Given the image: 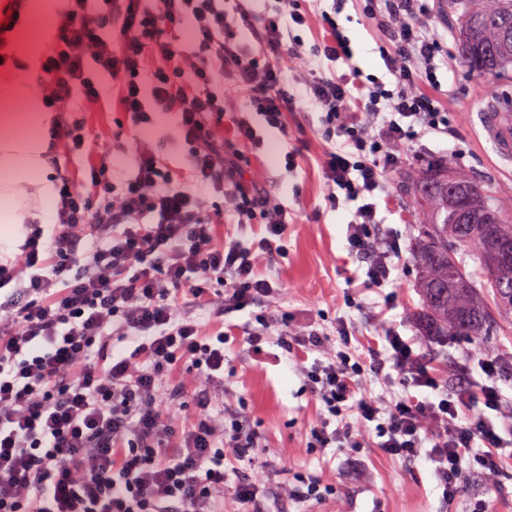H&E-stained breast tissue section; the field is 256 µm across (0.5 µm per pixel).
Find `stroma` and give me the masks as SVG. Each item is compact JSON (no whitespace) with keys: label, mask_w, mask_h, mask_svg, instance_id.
Returning <instances> with one entry per match:
<instances>
[{"label":"stroma","mask_w":512,"mask_h":512,"mask_svg":"<svg viewBox=\"0 0 512 512\" xmlns=\"http://www.w3.org/2000/svg\"><path fill=\"white\" fill-rule=\"evenodd\" d=\"M321 10H336L339 31L348 38L355 60L364 74L391 82L378 52L380 32L376 21L365 19L354 0L334 6L321 0ZM429 12L420 22L440 39L448 58L440 68L438 93L448 112V132L429 134L407 150L404 167L417 171L436 159L453 156L459 168L494 190L501 208L512 214V158L501 157L486 135L480 114L492 105L512 99V77L489 85L462 63L451 18L439 0H428ZM76 119L85 122L100 139L114 132L135 134L152 145L169 164L183 163L181 145L169 132L168 119L156 127L133 131L127 116L106 111L102 105L78 101ZM288 142L297 152V168L288 172L279 166L256 162L254 175L268 191L286 202L292 214L287 231V252L263 266L266 276L282 288L273 301H257L244 310L226 314L224 321L241 328L253 315H264L277 324L288 313L295 329L313 328L326 333L327 348L337 345L332 332L337 322H346L357 354L367 355L392 327L409 340L417 354L433 368L441 389L456 385L459 364L471 363L482 354H493L510 362L499 383L512 397V333L474 339L467 336L420 335L413 317L421 297L415 286L416 269L411 262L414 211L396 173H389L381 190L375 231L384 238L398 239L403 251L395 260L385 287L366 289L369 262L349 254L345 248L347 224L355 203L330 206L326 200L319 159L325 146L318 115L291 112L287 115ZM51 165L31 171L19 166L0 170V240L13 241L25 216L48 217L51 199H39L37 189L50 179ZM224 391L217 400L225 413H239L257 432L259 444L267 448L268 475L264 482L262 512H468L471 502L484 500L488 512H512V462L496 473L475 462H463L465 480L453 503L441 497L430 465L386 455L378 448L375 429L365 435L366 447L359 452L342 448H314L310 429L322 420V404L311 393L293 363L287 361L275 337L254 346L250 336L238 333L224 348ZM300 475L334 484L336 491L320 501H298L286 494L288 484Z\"/></svg>","instance_id":"35a3bbf8"}]
</instances>
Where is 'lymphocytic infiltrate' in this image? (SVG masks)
<instances>
[{
    "instance_id": "1",
    "label": "lymphocytic infiltrate",
    "mask_w": 512,
    "mask_h": 512,
    "mask_svg": "<svg viewBox=\"0 0 512 512\" xmlns=\"http://www.w3.org/2000/svg\"><path fill=\"white\" fill-rule=\"evenodd\" d=\"M254 0H61L53 40L40 59L44 106L63 111L73 97L104 102L131 125L170 116L187 159L174 172L140 146L132 172L117 176L111 150L94 146L79 122L56 120L50 139L87 159L74 180L52 158L51 223L31 221L21 242H0V512H224V489L259 505L263 486L231 477L227 458L254 460L258 442L239 415L212 424L208 392L224 384L225 314L280 288L260 272L262 258L284 254L287 206L249 176L265 157L297 164L287 141L267 152L257 124L286 132L284 115L317 108L326 148L321 171L330 205L357 202L346 248L369 258L366 285L390 276L399 242L375 234L371 198L402 160L408 141L440 132L448 119L438 88L441 43L417 21L424 0H358L380 21V54L393 86L361 78L336 21L322 15L313 49L295 39L306 26L304 0H277L262 12ZM252 29L238 35L240 23ZM190 27L192 40L179 38ZM316 63L302 86L282 62ZM350 69L336 74V62ZM232 87L236 98L224 94ZM260 224L255 247L224 244L225 214ZM286 355L308 348L324 358L303 375L337 429L315 426L311 444L356 450L354 423H376L383 451L432 467L445 501L463 482L462 461L476 445L483 467L512 458V423L498 381L496 356L478 361L479 390L444 392L428 366L395 329L364 362L339 330L324 352L318 331L294 338L280 320ZM398 375L405 392L360 394L366 370ZM179 375L176 398L165 392ZM479 398L486 409L461 417ZM356 422H348L349 414Z\"/></svg>"
}]
</instances>
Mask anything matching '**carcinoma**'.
Here are the masks:
<instances>
[{
	"mask_svg": "<svg viewBox=\"0 0 512 512\" xmlns=\"http://www.w3.org/2000/svg\"><path fill=\"white\" fill-rule=\"evenodd\" d=\"M460 56L478 78L512 74V0H446ZM420 223L413 260L423 336H496L512 322V223L453 157L404 180ZM482 273L477 280L468 264Z\"/></svg>",
	"mask_w": 512,
	"mask_h": 512,
	"instance_id": "carcinoma-1",
	"label": "carcinoma"
}]
</instances>
